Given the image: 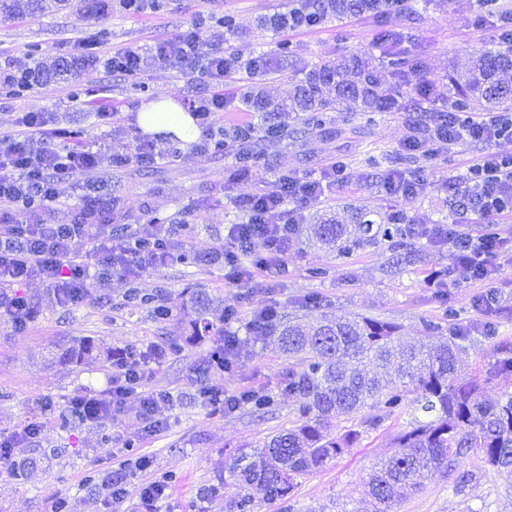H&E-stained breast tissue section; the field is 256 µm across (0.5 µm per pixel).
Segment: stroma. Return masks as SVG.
<instances>
[{"label": "stroma", "mask_w": 512, "mask_h": 512, "mask_svg": "<svg viewBox=\"0 0 512 512\" xmlns=\"http://www.w3.org/2000/svg\"><path fill=\"white\" fill-rule=\"evenodd\" d=\"M160 9L133 13L124 0H102L100 9L72 8L17 19L0 14V76L21 67L51 66L58 61L81 63L75 80L35 83L18 95L0 89V127L14 124L25 112H44L52 126L78 128L88 143L102 142L121 166L81 175L114 202L112 236L128 240L152 232L153 218L175 229L174 242L199 257L197 265L171 263L148 273L141 287L174 313L173 321H154L148 310L125 302L126 280L114 273L92 280L83 302L58 303L39 280L21 289L36 309L27 327H16L0 316V435L10 434L31 419L44 418L40 434L16 458L30 462L24 480L0 468V512H51L58 499L71 512H228L223 494L204 489L229 480L230 456L260 444L267 435L288 429L296 399L284 391L290 360L272 336L241 333L243 347L230 370L204 373L211 342L182 344L194 318V293L234 306L240 319L273 306L286 322L313 324L323 316H372L400 324L405 340L448 337L449 324L467 327L479 322L473 307L482 295L481 281L447 279L444 288L430 286L428 277L451 263L447 248L421 237L363 244L348 258L313 239V225L331 221L346 224L356 208L374 210L384 224L392 211H401L413 224H445L455 220L456 196L448 181L465 174L475 159L494 153L512 155V139L488 145L477 142L435 154L406 150L413 132L405 112H359L347 105L324 113L323 124L305 128V113L281 114L287 132L274 143H262L252 161V175L233 168L234 148L199 153L197 146L181 148L169 136L153 141L161 152L150 165L138 162L143 137L136 122L141 105L172 95L180 104L198 100L207 86L188 67L177 63H149L137 77L112 72L106 59L112 50L146 48L154 42L200 26L210 47L229 48L241 60L266 54L274 72L252 77L238 71L224 84L227 100L258 95L287 102L304 74L340 55L356 53L381 65L385 54L378 45L383 33L399 35L401 46L417 67L404 76H386L378 88L383 97L403 92L418 99V86L431 81L436 108L448 107V77L466 72L480 53L496 49L502 32L499 14L488 12L478 0H407L404 10H385L380 18L347 15L328 19L321 28L283 37L257 26L258 18L300 7L302 0H160ZM233 15L237 26L219 21ZM107 101L112 119L103 120L88 101ZM332 161L343 162L348 179L328 185L322 201L304 205V222L288 251V270L280 276L257 279L243 287L224 283V267L209 257L222 245L228 225L243 222L236 198L258 185L273 187L283 175L300 179L320 177ZM415 182L412 195L385 190L388 173ZM322 267L326 277H310ZM91 337L115 352L146 351L148 346L179 342V352L152 365L147 388L169 396L166 426L148 435L137 405L118 417H106L64 430L59 415L82 392L108 388L112 370L93 364L78 367L65 350L76 338ZM228 392L256 388L274 397L265 411L244 407L231 414L210 413L203 404L204 388ZM408 414H395L323 468L300 478L294 497L286 503L260 504L259 512H361L364 483L374 465L392 449L394 437L410 423ZM152 461L149 473L136 471L139 456ZM130 470L129 492L111 502L105 482L119 466ZM463 469L476 480L455 489L443 473L430 477L423 489L399 503L395 512H512V473L486 471L480 456L465 459ZM175 475L168 498L153 507L141 504L138 489L145 478Z\"/></svg>", "instance_id": "1"}]
</instances>
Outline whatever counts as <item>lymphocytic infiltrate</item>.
<instances>
[{"label":"lymphocytic infiltrate","instance_id":"lymphocytic-infiltrate-1","mask_svg":"<svg viewBox=\"0 0 512 512\" xmlns=\"http://www.w3.org/2000/svg\"><path fill=\"white\" fill-rule=\"evenodd\" d=\"M236 56L228 50L207 47L201 32L191 28L154 43L149 49L126 47L113 50L107 60L112 71L143 72L147 62L182 63L198 68L210 97L191 102L203 134L213 132L223 119L228 102L221 92L232 72ZM512 139V115L487 112L479 116L458 112L438 113L422 135L410 136L408 149L424 146L448 148L463 142L490 143ZM105 144H67L63 129L51 127L41 112H26L11 130L0 132V314L15 324H25L31 309L15 289L31 279L45 282L61 303L82 301L91 276L117 271L136 279L164 267L167 253L129 247L112 237V202L96 195L94 188L80 184L81 175L111 164ZM467 183L475 191L468 204L459 205V216L512 213V155L487 154L467 169ZM324 180L301 181L282 177L274 187H258L236 201L246 216L230 225L224 250L225 283L252 282L258 274L277 272L283 265L297 229L304 220L300 211L284 212L285 202L318 201L325 195ZM77 191L76 214L67 224H50L43 216L60 204L63 188ZM409 236L447 244L455 263L456 278L492 279L498 255L512 247V238L497 235L475 238L463 232L458 220L448 224H410ZM80 241L90 242L88 251L77 250ZM144 363H122L112 385L101 393L75 400L87 421L122 413L136 402L149 420L150 434H158L161 416L168 405L165 395L146 388Z\"/></svg>","mask_w":512,"mask_h":512}]
</instances>
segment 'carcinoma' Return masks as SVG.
<instances>
[{
	"mask_svg": "<svg viewBox=\"0 0 512 512\" xmlns=\"http://www.w3.org/2000/svg\"><path fill=\"white\" fill-rule=\"evenodd\" d=\"M65 3V0H0V10L18 17L33 16ZM376 0H317L314 12L377 13ZM502 47L478 57L465 73L449 81L448 106L458 112H498L512 106V84L500 74L512 69V36H503ZM387 66L401 74L414 66L413 60L399 51L387 55ZM381 72L362 57L352 54L322 65L308 73L289 105H278L275 112H326L346 101L359 103L364 112H417L413 101L380 98L377 87ZM362 236L346 237L343 224H316L315 238L334 247L342 255L375 239L379 234L393 236L391 224L373 227L366 214H356ZM127 300L152 306L157 320L165 321L171 312L154 297L132 286ZM197 319L195 337L204 340L224 331V308L213 307L209 299L195 298ZM491 341V360L483 380L461 378L456 360L462 343L472 333ZM496 323L492 312L480 326L470 329L451 327L448 341L437 345L400 346L401 327L369 317L326 318L305 328L288 324L279 329L278 347L295 361L288 370L284 390L297 399L294 426L267 436L261 449L242 452L229 464L232 481L224 485L229 512H254L248 494L258 486L269 503L286 502L293 497L296 479L320 469L353 447L362 431L350 426L343 431L331 429L330 420L352 418L363 408H378L380 413L360 421L376 426L385 415L411 412L408 429L394 438V451L375 464L365 483V494L372 512H391L401 499L418 489L429 473L441 469L454 473L455 485L472 481L467 472L456 473L459 462L472 453L493 472H512V392L496 400L482 395V383H512V346L494 342ZM66 354L76 365L99 359H112L110 350H101L89 337L68 347ZM224 370V344L216 343L203 372ZM270 404L267 396L242 391L230 404L237 410L250 406L262 410Z\"/></svg>",
	"mask_w": 512,
	"mask_h": 512,
	"instance_id": "cac0c4a2",
	"label": "carcinoma"
}]
</instances>
